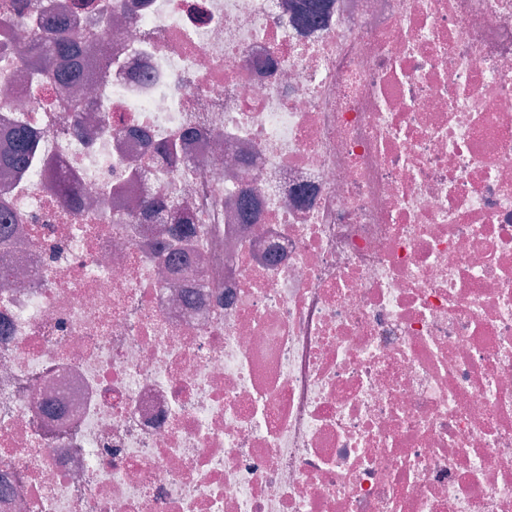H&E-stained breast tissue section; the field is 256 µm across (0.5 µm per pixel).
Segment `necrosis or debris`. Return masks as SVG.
I'll list each match as a JSON object with an SVG mask.
<instances>
[{
    "mask_svg": "<svg viewBox=\"0 0 512 512\" xmlns=\"http://www.w3.org/2000/svg\"><path fill=\"white\" fill-rule=\"evenodd\" d=\"M111 2L0 54V512H512V0ZM33 22L58 31L53 43L35 44L31 48L30 63L37 68L42 78H56L77 83L81 77L104 81L105 75L96 59L86 58L79 47L66 39V24L52 13L44 11L33 18ZM36 142L29 133L26 122H20L8 135V146L0 150V164L25 168L37 158ZM153 214L157 218H161L165 224L163 230L166 233L173 234L178 241H187L191 237V231L188 224H192V217L189 209L180 203H176L170 199L145 200L136 209L135 214H128L120 217L117 223H130L136 220L140 213Z\"/></svg>",
    "mask_w": 512,
    "mask_h": 512,
    "instance_id": "obj_1",
    "label": "necrosis or debris"
}]
</instances>
